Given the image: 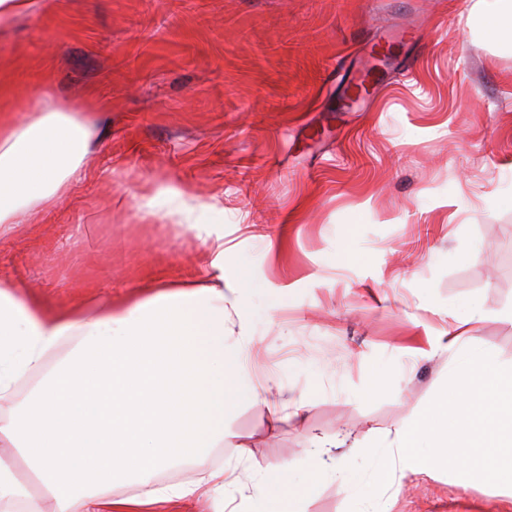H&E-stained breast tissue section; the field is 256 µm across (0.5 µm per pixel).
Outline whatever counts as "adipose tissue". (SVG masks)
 I'll return each mask as SVG.
<instances>
[{
  "mask_svg": "<svg viewBox=\"0 0 512 512\" xmlns=\"http://www.w3.org/2000/svg\"><path fill=\"white\" fill-rule=\"evenodd\" d=\"M111 123L102 102L80 109L42 95L23 122L0 121V237L32 210H50L85 180L91 155ZM198 282L124 307H54L0 279V512H41L40 493L17 479L23 458L52 496L56 512H137L192 495L224 512V472L210 468L224 445L236 402L280 404L301 416L283 386L258 393L242 368L241 344L224 330V239L208 247ZM200 387L209 409L206 436L190 462L198 477L155 489L154 473L181 426L170 388ZM379 478L397 473H459L465 485L512 497V368L480 352L451 374L440 394L379 450ZM264 512H304L288 467H266ZM132 494L113 498L115 485Z\"/></svg>",
  "mask_w": 512,
  "mask_h": 512,
  "instance_id": "ef3b65f1",
  "label": "adipose tissue"
}]
</instances>
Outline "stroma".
<instances>
[{"mask_svg": "<svg viewBox=\"0 0 512 512\" xmlns=\"http://www.w3.org/2000/svg\"><path fill=\"white\" fill-rule=\"evenodd\" d=\"M476 2L47 0L0 32L1 119L46 88L112 111L88 178L0 237V278L53 306L126 305L197 279L220 234L226 279L251 286L227 331L248 327L257 389L309 407L237 404L212 455L239 512L283 463L307 512H512L446 471L381 485L363 450L447 383L456 361L430 342L454 320L465 350L512 364V46ZM401 29L377 63L378 33ZM169 185L203 203L197 228Z\"/></svg>", "mask_w": 512, "mask_h": 512, "instance_id": "1", "label": "stroma"}]
</instances>
